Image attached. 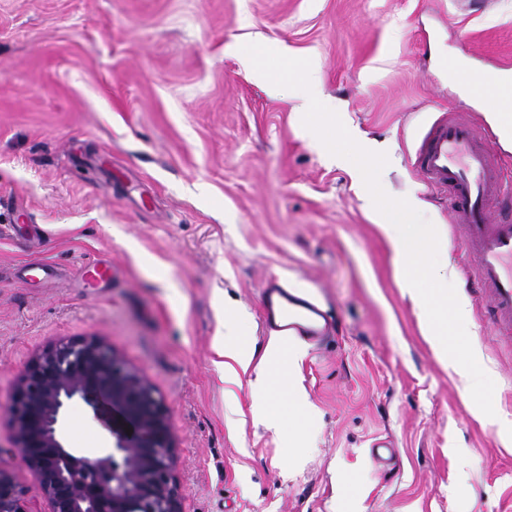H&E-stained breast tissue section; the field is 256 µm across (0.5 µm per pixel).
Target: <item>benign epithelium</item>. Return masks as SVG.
<instances>
[{"label": "benign epithelium", "instance_id": "7a95c632", "mask_svg": "<svg viewBox=\"0 0 512 512\" xmlns=\"http://www.w3.org/2000/svg\"><path fill=\"white\" fill-rule=\"evenodd\" d=\"M75 398L116 414L112 450L89 457L64 445L62 413ZM8 416L48 512H182L169 412L104 337L46 345L20 373ZM0 512H29L25 490L2 468Z\"/></svg>", "mask_w": 512, "mask_h": 512}]
</instances>
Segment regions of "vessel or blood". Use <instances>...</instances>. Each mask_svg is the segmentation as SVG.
Returning <instances> with one entry per match:
<instances>
[{"mask_svg":"<svg viewBox=\"0 0 512 512\" xmlns=\"http://www.w3.org/2000/svg\"><path fill=\"white\" fill-rule=\"evenodd\" d=\"M463 85L477 87L483 79L512 83V67L505 65L489 77L476 75L464 61L448 66ZM494 142L469 121L442 115L423 135L414 165L427 189L447 194L453 224L458 231L474 282L493 313L496 335H512V220H503L500 205L512 194V178L495 164ZM266 332L298 343L323 340L329 326L320 305L296 289L270 280L261 298Z\"/></svg>","mask_w":512,"mask_h":512,"instance_id":"b4317fda","label":"vessel or blood"}]
</instances>
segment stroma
Wrapping results in <instances>:
<instances>
[{
  "mask_svg": "<svg viewBox=\"0 0 512 512\" xmlns=\"http://www.w3.org/2000/svg\"><path fill=\"white\" fill-rule=\"evenodd\" d=\"M255 42L308 58L321 100L385 152L383 189L419 198L469 307L494 416L439 361L355 166L302 124L290 89L243 58ZM512 64V0H0V468L47 506L13 443L20 371L61 338L99 335L152 384L178 443L183 512H512V341L468 284L444 194L414 167L441 114L473 122L512 171V139L448 73ZM52 262L24 279L22 262ZM111 264L91 287L84 263ZM335 320L291 368L308 433L255 415L252 377L225 382L213 343L244 321L256 354L270 278ZM63 431L94 457L112 425L75 400ZM396 458L376 468L373 439Z\"/></svg>",
  "mask_w": 512,
  "mask_h": 512,
  "instance_id": "obj_1",
  "label": "stroma"
}]
</instances>
